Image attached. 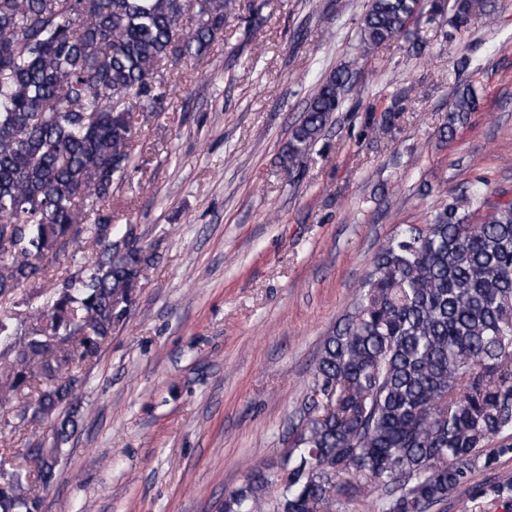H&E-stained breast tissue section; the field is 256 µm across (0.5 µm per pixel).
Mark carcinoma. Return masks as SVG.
Instances as JSON below:
<instances>
[{"label":"carcinoma","mask_w":512,"mask_h":512,"mask_svg":"<svg viewBox=\"0 0 512 512\" xmlns=\"http://www.w3.org/2000/svg\"><path fill=\"white\" fill-rule=\"evenodd\" d=\"M468 29L472 0H369L359 55L424 7ZM230 0H0V296L70 268L42 304L0 314V410L13 428L72 405L82 366L127 313L153 258L112 223V187L139 169L129 101L157 109L165 64L205 54ZM338 66L283 148L293 169L352 85ZM476 106L458 91L448 137ZM452 196L381 245L323 339L288 459L253 468L221 512H336L372 489L381 512H432L512 456V202ZM97 260L83 262L87 249ZM70 420L22 461L0 452V512H42ZM277 495L270 496L271 489Z\"/></svg>","instance_id":"cac0c4a2"}]
</instances>
